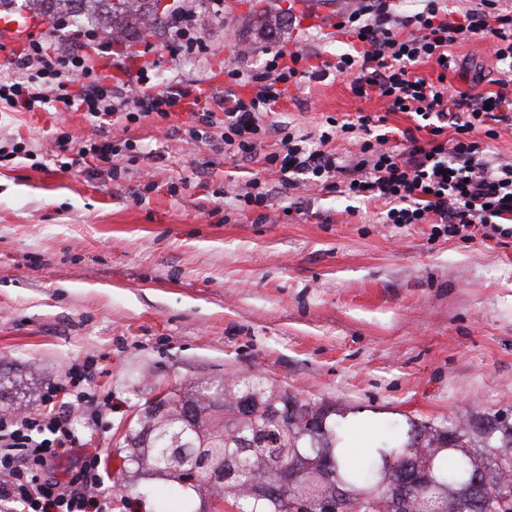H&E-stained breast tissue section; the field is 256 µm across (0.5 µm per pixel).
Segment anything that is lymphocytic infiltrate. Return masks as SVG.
Wrapping results in <instances>:
<instances>
[{"instance_id":"1","label":"lymphocytic infiltrate","mask_w":512,"mask_h":512,"mask_svg":"<svg viewBox=\"0 0 512 512\" xmlns=\"http://www.w3.org/2000/svg\"><path fill=\"white\" fill-rule=\"evenodd\" d=\"M418 2V9L405 12L401 0H359L335 24L349 43L332 64L313 65L301 52L266 47L263 67L231 74L236 84L250 87V94L226 95L222 114L199 113L190 136L201 139L205 129L220 124L225 146L254 156L268 132L262 118L289 86L324 79L333 70L351 77L358 96L372 93L388 111H407L415 126L397 132L387 127L385 117L362 112L352 119L326 117L313 146L305 137L283 132L278 149L264 157L281 185L381 202L384 223L427 224L435 237L478 226L512 237V162L496 161L487 146L499 124L512 122V97L505 93L512 86V15L500 9L499 0H480L478 8L457 17L441 0ZM467 36L491 38L500 66L497 92H449L446 74L457 64L452 49ZM429 62L440 69L433 81L417 72ZM131 79L130 90L103 85L78 49L33 40L18 54L14 71L0 76V104L31 111L59 101L92 121L112 115L128 124L152 114L168 117L188 97L182 90L159 89L144 66ZM339 138L357 141L359 151L350 164L337 161L333 144ZM56 144L69 153L71 163L92 158L107 165L115 179L121 171L113 157L134 148L126 139L76 141L65 132ZM68 395L65 408L0 417V504L9 512H112L111 492L95 491L99 455L84 456L70 480L56 474L62 449L86 444L71 421V408L96 401L85 387Z\"/></svg>"}]
</instances>
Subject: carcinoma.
Listing matches in <instances>:
<instances>
[{
  "label": "carcinoma",
  "mask_w": 512,
  "mask_h": 512,
  "mask_svg": "<svg viewBox=\"0 0 512 512\" xmlns=\"http://www.w3.org/2000/svg\"><path fill=\"white\" fill-rule=\"evenodd\" d=\"M40 2L44 7L37 13L56 17L57 5H70L74 13L92 1L100 4L103 30L112 40L121 42L131 34L147 33L169 20L167 11H158L160 0H28ZM246 389L245 383L232 387L204 386L190 395L179 389L169 393L167 420L153 435L146 436L140 429L132 437L134 448H159L164 440L156 436L182 426L189 427V440L183 451L188 456H202L215 449H224L232 455L242 444L256 449L262 455L259 464L266 466L284 457L320 460L319 466L309 470L296 484L292 493L278 494L272 499L242 496L237 507L240 512H289V501L295 497L313 500L323 496L361 493L387 479V474L372 459H364L357 467L345 464L337 454L341 433L336 423L329 421V408L311 402L298 401L288 392L268 390L261 406L251 415H240L236 399ZM408 428H399L395 435L381 442L385 447L381 456L389 455L396 461L418 457V449L428 450L427 461L434 480L448 492L460 493L473 484L475 478L484 483L486 495L495 492L493 476L497 470L509 465L512 454V427L504 424L503 417L486 418L477 424L481 436V449L470 454L442 455L448 447L445 431L430 424L407 421ZM431 512L445 508L451 512H470L461 497L451 503L434 500L422 504Z\"/></svg>",
  "instance_id": "1"
}]
</instances>
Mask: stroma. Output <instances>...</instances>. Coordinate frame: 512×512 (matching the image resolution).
Listing matches in <instances>:
<instances>
[{
	"instance_id": "obj_1",
	"label": "stroma",
	"mask_w": 512,
	"mask_h": 512,
	"mask_svg": "<svg viewBox=\"0 0 512 512\" xmlns=\"http://www.w3.org/2000/svg\"><path fill=\"white\" fill-rule=\"evenodd\" d=\"M192 10L207 43L172 56L170 25L122 43L96 38L90 16L45 18L38 35L68 48L94 44L99 76L112 64L153 66L160 82L213 95L233 91L228 70L257 69L272 44L334 61L348 39L335 27L354 0H166ZM326 24L307 26L305 9ZM463 68L449 88L495 91L491 42L469 37L453 49ZM414 121L359 97L348 77L290 87L267 123L317 140L326 117ZM182 107L143 118L126 138L137 161L118 157L122 179L94 164L60 168L58 132L74 140L111 134L112 119L88 121L54 102L33 112L0 111V141H29L43 167L0 166V417L16 406L42 411L68 368L98 365L92 390L108 404L91 445L112 487V512H211L206 485L189 489L138 471L127 434L159 394L254 372L298 399L344 414L371 413V432L412 420L450 430L501 415L512 423V243L474 236L435 238L427 224L380 223V202L351 204L326 193L304 214L283 215L281 197L235 209L245 182L274 151L254 158L214 150L185 131Z\"/></svg>"
}]
</instances>
